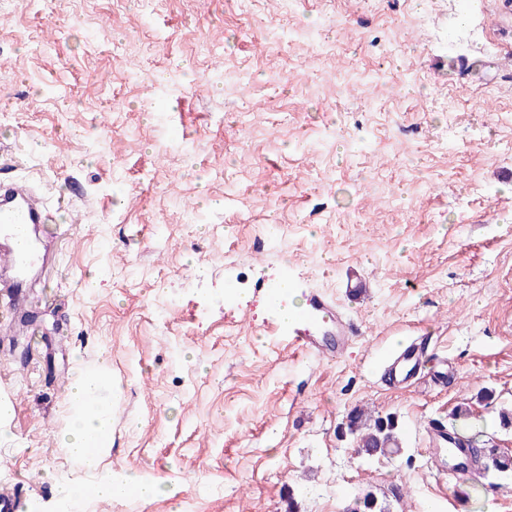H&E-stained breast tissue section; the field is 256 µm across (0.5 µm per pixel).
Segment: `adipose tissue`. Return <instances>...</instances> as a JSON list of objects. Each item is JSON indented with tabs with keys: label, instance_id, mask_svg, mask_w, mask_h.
<instances>
[{
	"label": "adipose tissue",
	"instance_id": "ef3b65f1",
	"mask_svg": "<svg viewBox=\"0 0 512 512\" xmlns=\"http://www.w3.org/2000/svg\"><path fill=\"white\" fill-rule=\"evenodd\" d=\"M108 378L106 366L79 373L69 386L68 429L61 438V446L75 459L83 473L82 478L61 479L65 499L71 504L82 501L85 484H92L97 495L106 499L123 500L128 496L147 501L157 491L155 482L135 475H117L103 466L106 451L112 445V421L109 417L92 413L88 403Z\"/></svg>",
	"mask_w": 512,
	"mask_h": 512
}]
</instances>
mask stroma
Masks as SVG:
<instances>
[{"instance_id":"stroma-1","label":"stroma","mask_w":512,"mask_h":512,"mask_svg":"<svg viewBox=\"0 0 512 512\" xmlns=\"http://www.w3.org/2000/svg\"><path fill=\"white\" fill-rule=\"evenodd\" d=\"M509 26L512 0H0V178L59 206L24 305L0 295V488L64 512L66 392L103 363L104 464L160 489L81 512H512L428 433L512 449ZM284 279L357 326L339 358L286 347ZM356 407L400 456L338 436ZM426 350L421 343L413 342L391 356L385 365V374L399 386L406 385L419 375ZM341 425V434L352 437L355 454L360 457L391 459L402 451L400 423L395 414L372 416L354 409Z\"/></svg>"}]
</instances>
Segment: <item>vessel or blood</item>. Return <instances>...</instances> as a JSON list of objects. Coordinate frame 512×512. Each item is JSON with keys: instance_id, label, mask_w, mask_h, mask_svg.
<instances>
[{"instance_id": "obj_1", "label": "vessel or blood", "mask_w": 512, "mask_h": 512, "mask_svg": "<svg viewBox=\"0 0 512 512\" xmlns=\"http://www.w3.org/2000/svg\"><path fill=\"white\" fill-rule=\"evenodd\" d=\"M46 207L43 199L27 184L0 182V224L10 237L32 236L34 225L43 223ZM357 331L335 302L318 290L311 291L305 309L293 318L288 342L294 349L330 359L337 358ZM421 344L411 343L391 356L385 373L397 385H405L418 376L424 362Z\"/></svg>"}]
</instances>
